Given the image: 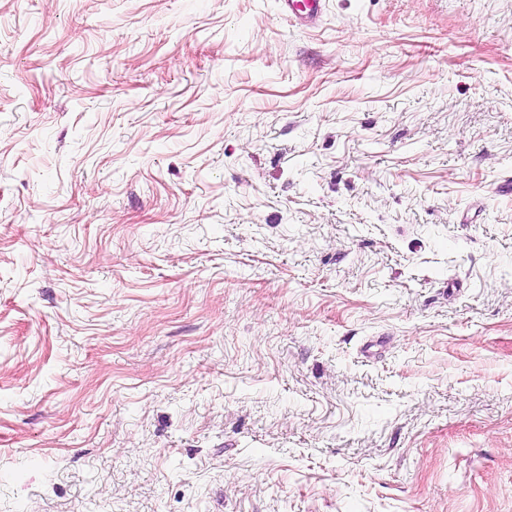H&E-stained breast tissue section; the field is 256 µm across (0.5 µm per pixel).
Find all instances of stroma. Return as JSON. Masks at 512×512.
<instances>
[{"label":"stroma","instance_id":"35a3bbf8","mask_svg":"<svg viewBox=\"0 0 512 512\" xmlns=\"http://www.w3.org/2000/svg\"><path fill=\"white\" fill-rule=\"evenodd\" d=\"M0 512H512V0H0ZM280 9L302 25L315 23L321 17L325 0H279Z\"/></svg>","mask_w":512,"mask_h":512}]
</instances>
